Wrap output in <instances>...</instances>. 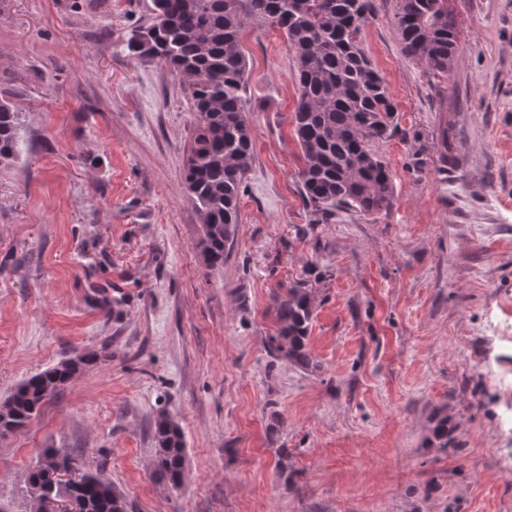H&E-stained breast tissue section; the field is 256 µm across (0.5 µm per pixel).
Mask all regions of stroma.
<instances>
[{
  "mask_svg": "<svg viewBox=\"0 0 512 512\" xmlns=\"http://www.w3.org/2000/svg\"><path fill=\"white\" fill-rule=\"evenodd\" d=\"M459 60L405 58L396 0L360 46L396 108L372 150L387 209L306 206L294 53L246 28L254 160L223 266L182 187L184 79L126 47L152 0H0V402L80 353L97 362L0 434V512H31L45 449L100 470L127 512H512V0H450ZM311 290L304 370L267 353L273 298ZM180 426L185 479L155 474ZM448 438H435L439 418ZM21 112L8 100L0 101V161L16 158L19 151ZM154 440L158 447L155 460L157 472L173 487L184 481L186 448L183 433L170 416L161 414L154 423Z\"/></svg>",
  "mask_w": 512,
  "mask_h": 512,
  "instance_id": "stroma-1",
  "label": "stroma"
}]
</instances>
